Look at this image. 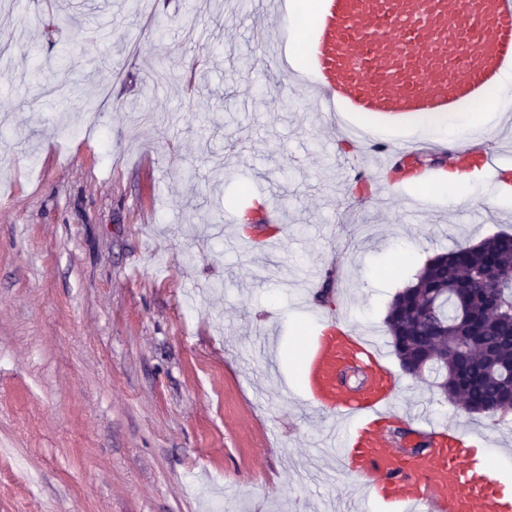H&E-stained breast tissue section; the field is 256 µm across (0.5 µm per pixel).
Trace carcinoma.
Instances as JSON below:
<instances>
[{
  "instance_id": "1",
  "label": "carcinoma",
  "mask_w": 512,
  "mask_h": 512,
  "mask_svg": "<svg viewBox=\"0 0 512 512\" xmlns=\"http://www.w3.org/2000/svg\"><path fill=\"white\" fill-rule=\"evenodd\" d=\"M489 259L497 262L500 280L482 305L469 297L467 278ZM385 323L405 373L428 370L441 396L461 393L475 414L512 410V235L429 259L394 296ZM473 328L492 358L480 350L464 357L457 349L455 342Z\"/></svg>"
}]
</instances>
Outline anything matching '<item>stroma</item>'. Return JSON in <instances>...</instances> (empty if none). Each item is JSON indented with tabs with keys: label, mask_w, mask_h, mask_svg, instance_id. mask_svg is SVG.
<instances>
[{
	"label": "stroma",
	"mask_w": 512,
	"mask_h": 512,
	"mask_svg": "<svg viewBox=\"0 0 512 512\" xmlns=\"http://www.w3.org/2000/svg\"><path fill=\"white\" fill-rule=\"evenodd\" d=\"M288 36L266 0H16L0 15V512H345L301 395L295 348L327 316L375 337L399 386L383 429L416 416L493 434L505 489L512 417L451 406L403 373L384 319L434 254L512 234L480 151L512 156V118L456 154L418 125L415 173L464 167L465 199L433 183L354 181L328 108L265 45ZM84 48L85 95L44 85ZM259 197L285 229L265 249L232 231ZM224 221L212 223L216 210Z\"/></svg>",
	"instance_id": "obj_1"
}]
</instances>
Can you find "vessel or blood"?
<instances>
[{
    "label": "vessel or blood",
    "mask_w": 512,
    "mask_h": 512,
    "mask_svg": "<svg viewBox=\"0 0 512 512\" xmlns=\"http://www.w3.org/2000/svg\"><path fill=\"white\" fill-rule=\"evenodd\" d=\"M313 39L312 74L338 113L395 122L447 113L512 68V0H328ZM382 358L377 342L331 323L306 362L307 404L345 423L341 466L369 487L360 512L379 498L391 512H512V495L458 430L415 428L419 455L391 447L377 426L396 392ZM347 363L363 373L358 387L337 381Z\"/></svg>",
    "instance_id": "1"
}]
</instances>
